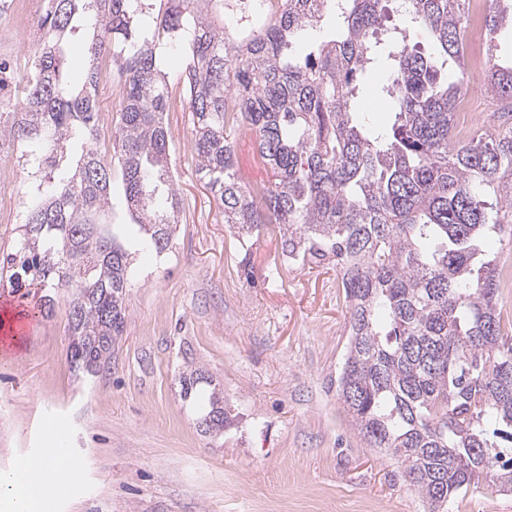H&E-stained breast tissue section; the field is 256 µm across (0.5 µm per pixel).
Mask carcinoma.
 <instances>
[{
	"label": "carcinoma",
	"instance_id": "obj_1",
	"mask_svg": "<svg viewBox=\"0 0 512 512\" xmlns=\"http://www.w3.org/2000/svg\"><path fill=\"white\" fill-rule=\"evenodd\" d=\"M161 2L148 26L142 0H47L20 95L0 110V146L22 150L39 178L0 262L11 288L43 306L70 292L72 365L94 376L111 362L133 273L131 253L102 230L112 170L140 243L165 253L181 207L156 47L184 43L198 171L224 223L243 239L276 224L290 263L336 268L350 330L337 392L358 434L400 464L429 512H448L481 485L512 492V458L501 452L512 449V335L498 311L512 266L484 250L491 232L512 238V126L462 128V85L406 45L423 30L442 64L465 67L473 0H406L407 28L385 25L388 0H280L263 27L237 39L215 23L222 0ZM330 10L335 36L298 52L300 35ZM506 24L512 11L484 15V87L509 106L512 64H498L493 44ZM72 41L87 58L78 86L64 72ZM104 61L123 79L110 154L95 99ZM383 61L394 121L375 137L356 121L357 86ZM242 124L276 177L257 195L234 169ZM180 385L202 404V432L231 425L203 371Z\"/></svg>",
	"mask_w": 512,
	"mask_h": 512
}]
</instances>
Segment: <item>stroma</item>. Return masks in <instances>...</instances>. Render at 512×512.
Masks as SVG:
<instances>
[{
  "mask_svg": "<svg viewBox=\"0 0 512 512\" xmlns=\"http://www.w3.org/2000/svg\"><path fill=\"white\" fill-rule=\"evenodd\" d=\"M0 13V61L28 58L42 40L45 0ZM386 66L360 84L362 121L387 128ZM171 170L184 203L172 247L140 248L112 187L113 232L134 252L115 356L94 377L70 362V298L52 309L0 284V316L33 324L0 336V471L65 444L80 472L55 512H428L388 454L368 447L337 395L348 309L334 268L282 254L277 228L241 240L197 172L195 130L170 104ZM235 167L249 185H273L254 136L240 131ZM35 193L15 147H0V251L10 250ZM203 369L224 391L234 422L201 432L180 373ZM448 512H512V493L477 489Z\"/></svg>",
  "mask_w": 512,
  "mask_h": 512,
  "instance_id": "stroma-1",
  "label": "stroma"
}]
</instances>
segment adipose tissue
Returning a JSON list of instances; mask_svg holds the SVG:
<instances>
[{
  "instance_id": "adipose-tissue-1",
  "label": "adipose tissue",
  "mask_w": 512,
  "mask_h": 512,
  "mask_svg": "<svg viewBox=\"0 0 512 512\" xmlns=\"http://www.w3.org/2000/svg\"><path fill=\"white\" fill-rule=\"evenodd\" d=\"M74 478L67 449L26 457L10 470L0 471V503L6 512H49L54 489Z\"/></svg>"
}]
</instances>
